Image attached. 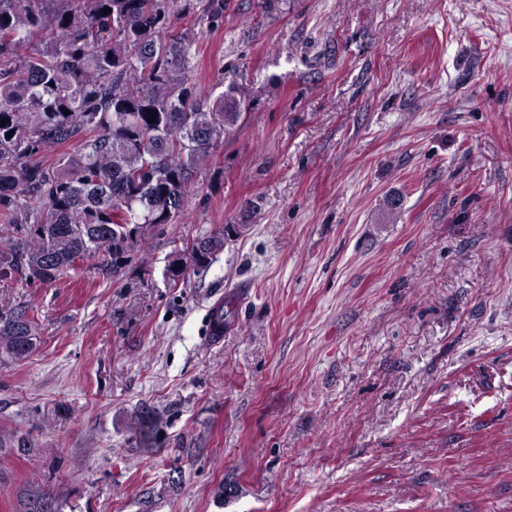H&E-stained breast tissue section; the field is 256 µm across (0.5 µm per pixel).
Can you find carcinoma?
Wrapping results in <instances>:
<instances>
[{
	"instance_id": "obj_1",
	"label": "carcinoma",
	"mask_w": 512,
	"mask_h": 512,
	"mask_svg": "<svg viewBox=\"0 0 512 512\" xmlns=\"http://www.w3.org/2000/svg\"><path fill=\"white\" fill-rule=\"evenodd\" d=\"M176 2L0 0V219L12 231L0 278L50 284L100 248L126 261L146 230L183 216L198 170L251 101L233 79L192 82L197 35L170 33ZM203 11L219 22L224 0ZM78 134L75 153L29 162ZM223 249L222 233L195 238L169 262V284ZM36 341L34 319L0 309L1 358L21 362ZM32 447L0 434V448Z\"/></svg>"
}]
</instances>
